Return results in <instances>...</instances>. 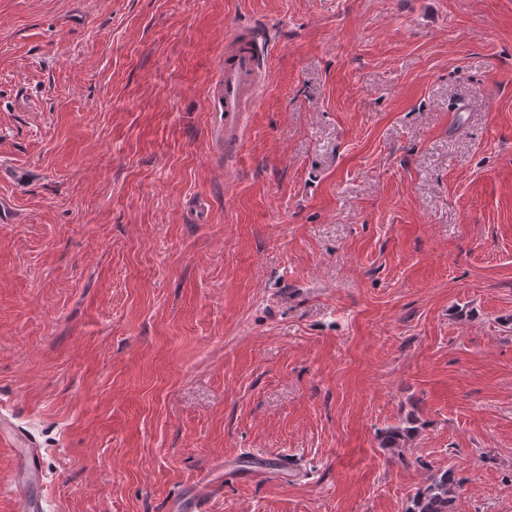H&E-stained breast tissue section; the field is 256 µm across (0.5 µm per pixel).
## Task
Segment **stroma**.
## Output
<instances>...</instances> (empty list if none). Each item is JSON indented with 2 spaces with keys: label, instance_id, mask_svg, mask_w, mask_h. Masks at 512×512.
<instances>
[{
  "label": "stroma",
  "instance_id": "stroma-1",
  "mask_svg": "<svg viewBox=\"0 0 512 512\" xmlns=\"http://www.w3.org/2000/svg\"><path fill=\"white\" fill-rule=\"evenodd\" d=\"M0 420L44 512H512V0H0ZM224 50L223 75L213 89L214 105L224 112L226 150L244 136L246 112H251L263 81L267 77L264 60L268 46L259 42L252 31L234 30ZM250 455L253 464L225 462V474L239 482L288 480V477L299 478L301 475L298 465L288 455L259 451ZM454 468L435 472L419 489L406 512H453L455 493L460 486ZM218 485L210 477L196 479L188 492L181 498L175 509L178 512H206L204 505L216 494Z\"/></svg>",
  "mask_w": 512,
  "mask_h": 512
}]
</instances>
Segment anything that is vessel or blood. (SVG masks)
Wrapping results in <instances>:
<instances>
[{"label":"vessel or blood","mask_w":512,"mask_h":512,"mask_svg":"<svg viewBox=\"0 0 512 512\" xmlns=\"http://www.w3.org/2000/svg\"><path fill=\"white\" fill-rule=\"evenodd\" d=\"M266 51L251 31H233L224 50L223 74L213 89L214 104L224 114L221 137L225 147L235 146L244 136L247 112L255 104L267 76ZM224 471L239 482L282 480L299 477L296 462L285 454L255 452L249 464L228 463ZM41 457L35 449H22L15 470L5 482L15 490L13 512H43V500L32 495L24 475H39ZM218 486L210 477L196 479L177 504L179 512H206L205 505Z\"/></svg>","instance_id":"1"}]
</instances>
